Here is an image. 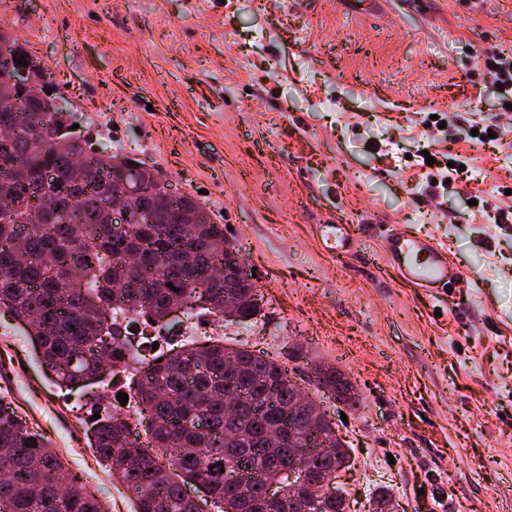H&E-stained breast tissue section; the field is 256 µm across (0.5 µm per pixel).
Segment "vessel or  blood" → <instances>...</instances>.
I'll return each mask as SVG.
<instances>
[{"mask_svg": "<svg viewBox=\"0 0 512 512\" xmlns=\"http://www.w3.org/2000/svg\"><path fill=\"white\" fill-rule=\"evenodd\" d=\"M317 233L322 248L339 257L349 254L356 244L347 224H321ZM381 249L387 265L403 280L431 292L455 287L462 277L460 269L450 261L447 249L435 239L410 232L401 225H394L385 233Z\"/></svg>", "mask_w": 512, "mask_h": 512, "instance_id": "obj_1", "label": "vessel or blood"}]
</instances>
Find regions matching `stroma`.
<instances>
[{
    "label": "stroma",
    "mask_w": 512,
    "mask_h": 512,
    "mask_svg": "<svg viewBox=\"0 0 512 512\" xmlns=\"http://www.w3.org/2000/svg\"><path fill=\"white\" fill-rule=\"evenodd\" d=\"M0 33L39 57L76 139L198 196L253 269L256 322L225 343L278 361L352 448L351 512L376 486L401 512H512V133L486 60L512 57V0H0ZM436 168L460 161L449 184ZM320 224L352 225L353 255ZM401 224L463 273L436 295L382 260ZM347 373L356 407L308 382ZM0 397L39 423L106 512L132 494L97 459L81 390L46 378L0 310ZM317 233L322 248L333 255L344 256L355 247L356 237L349 224H320Z\"/></svg>",
    "instance_id": "35a3bbf8"
}]
</instances>
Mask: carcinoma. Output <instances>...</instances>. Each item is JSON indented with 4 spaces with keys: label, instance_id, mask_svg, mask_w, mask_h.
<instances>
[{
    "label": "carcinoma",
    "instance_id": "obj_1",
    "mask_svg": "<svg viewBox=\"0 0 512 512\" xmlns=\"http://www.w3.org/2000/svg\"><path fill=\"white\" fill-rule=\"evenodd\" d=\"M23 90L8 79L0 86L20 106L40 112H0V310L35 331L30 336L48 379L72 390L106 375V385L122 370L129 382V407L140 415L145 440L127 415L88 402L93 451L135 497V512H202L184 488L205 486L221 512H295L290 492L266 502L258 475L275 461L267 441L279 432V463L293 462L292 448L317 452L306 462L311 484L304 512H349L347 491L336 483L351 467V451L319 405L317 431L309 414L291 406L293 383L280 364L246 347L220 340L192 341L157 352L146 338L145 357L132 345V325L142 317L162 326L179 312L224 319V283L234 285L238 314L248 324L260 312L253 282H236L240 250L228 242L222 224H193L190 214L208 209L191 195L157 191L127 203L131 217L143 209L149 224H120L110 218L112 189L118 187L121 153L95 151L60 133L64 107L46 96V80ZM317 388L350 407L359 403L350 377L334 365L311 367ZM202 417L206 426L184 422ZM0 503L8 512H105L99 499L70 479L59 489L63 458L45 435L0 399ZM395 496L381 487L371 492L370 512H393Z\"/></svg>",
    "mask_w": 512,
    "mask_h": 512
}]
</instances>
